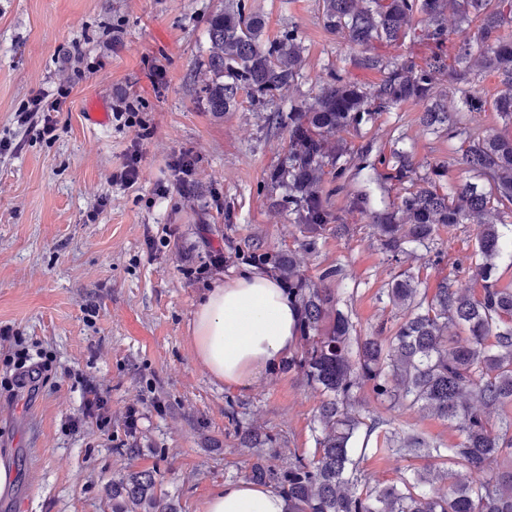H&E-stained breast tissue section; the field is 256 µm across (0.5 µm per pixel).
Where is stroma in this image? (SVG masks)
<instances>
[{
    "instance_id": "1",
    "label": "stroma",
    "mask_w": 512,
    "mask_h": 512,
    "mask_svg": "<svg viewBox=\"0 0 512 512\" xmlns=\"http://www.w3.org/2000/svg\"><path fill=\"white\" fill-rule=\"evenodd\" d=\"M269 36L296 27L308 48L300 86L308 92L325 68L351 49L323 27L317 0H247ZM224 0H0V327L54 358L38 392L0 391V458L13 463V485L0 512H112L107 485L140 471L177 512H201L215 486L242 478L252 456L224 417L227 399L276 439V465L313 448L319 398L293 372L275 369L248 388L214 381L196 362L193 313L214 279L187 271L206 261L202 239L240 248L262 244L296 252L306 274L347 270L348 302L358 333L391 311L379 290L392 271L366 221L349 237L325 235L307 252L287 217L262 191L284 156V137L248 98L222 118L199 100L206 22ZM166 68L155 81L150 66ZM73 88L57 130L46 140L25 131L16 112L39 89L53 88L61 67ZM129 94L153 131L143 145L138 184L109 180L136 136L111 121L89 128L90 103L113 106ZM418 106L385 115L419 160H448V141L422 132ZM196 160V193L160 198L172 179L173 153ZM154 247H147V240ZM107 389L108 426L69 421L82 410V380ZM137 416L129 430L128 412Z\"/></svg>"
}]
</instances>
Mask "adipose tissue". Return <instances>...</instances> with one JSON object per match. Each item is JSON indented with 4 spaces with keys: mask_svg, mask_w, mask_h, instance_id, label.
<instances>
[{
    "mask_svg": "<svg viewBox=\"0 0 512 512\" xmlns=\"http://www.w3.org/2000/svg\"><path fill=\"white\" fill-rule=\"evenodd\" d=\"M298 308L287 289L247 268L208 289L193 314L198 365L215 381L251 386L290 355L296 344ZM202 512H289L276 490L247 480L212 488Z\"/></svg>",
    "mask_w": 512,
    "mask_h": 512,
    "instance_id": "1",
    "label": "adipose tissue"
}]
</instances>
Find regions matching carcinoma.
<instances>
[{
	"instance_id": "carcinoma-1",
	"label": "carcinoma",
	"mask_w": 512,
	"mask_h": 512,
	"mask_svg": "<svg viewBox=\"0 0 512 512\" xmlns=\"http://www.w3.org/2000/svg\"><path fill=\"white\" fill-rule=\"evenodd\" d=\"M324 29L352 49L348 67L327 69L309 96L280 108L277 101L301 84L306 47L291 27L271 38L264 19L245 0H225L208 19L210 50L199 94L207 111L230 112L245 93L266 121L285 135L281 163L263 180L268 207L288 216L310 253L330 233H349L347 217L369 220L383 262L396 273L379 300L397 311L366 336L357 335L352 311L342 307L347 274L329 265L309 278L292 251L260 244L234 247L224 262L270 273L298 307L297 342L282 369L295 372L322 401L314 415L310 452L288 455V466L257 461L244 478L272 484L291 512H512V284L499 262L512 258V136L472 125L471 111L486 105L512 126V0H319ZM427 51L391 55L405 42ZM378 74L361 82L353 72ZM485 74L497 78L486 96ZM456 84L459 96L438 90ZM413 103L418 123L448 138L454 161L472 173L449 178L448 162H422L404 143L367 136L385 114ZM352 134L355 144L344 138ZM362 185L348 190L354 176ZM394 195L377 201L374 190ZM341 200L335 206L332 198ZM473 228L472 250L445 262L439 235ZM414 257L435 272L434 285L403 268ZM450 270H445V267ZM480 283L475 293L461 270ZM369 391L386 413H368ZM448 423V446L406 431L413 412ZM224 417L247 448L276 442L229 401ZM406 458L399 475L380 482L366 469L368 456ZM448 484L443 495L425 484ZM112 512H172L151 471L112 484Z\"/></svg>"
}]
</instances>
